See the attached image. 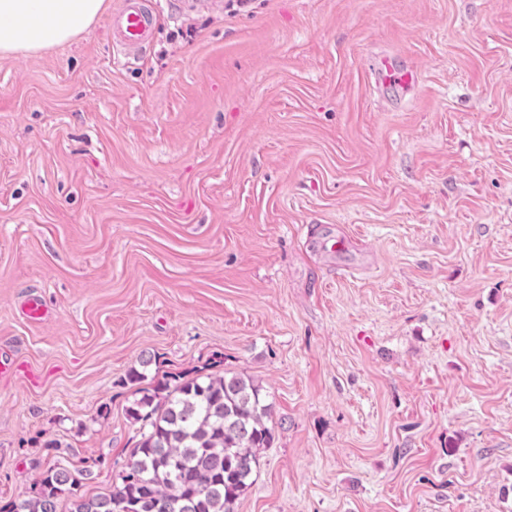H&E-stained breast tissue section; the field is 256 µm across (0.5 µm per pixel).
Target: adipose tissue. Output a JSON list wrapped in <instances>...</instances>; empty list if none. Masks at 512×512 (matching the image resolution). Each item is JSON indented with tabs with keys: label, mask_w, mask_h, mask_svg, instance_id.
Here are the masks:
<instances>
[{
	"label": "adipose tissue",
	"mask_w": 512,
	"mask_h": 512,
	"mask_svg": "<svg viewBox=\"0 0 512 512\" xmlns=\"http://www.w3.org/2000/svg\"><path fill=\"white\" fill-rule=\"evenodd\" d=\"M105 0H0V55L55 48L85 32Z\"/></svg>",
	"instance_id": "obj_1"
}]
</instances>
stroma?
I'll return each mask as SVG.
<instances>
[{"label":"stroma","instance_id":"obj_1","mask_svg":"<svg viewBox=\"0 0 512 512\" xmlns=\"http://www.w3.org/2000/svg\"><path fill=\"white\" fill-rule=\"evenodd\" d=\"M151 2L0 56V507L111 490L145 356L266 391L235 512H512V0ZM156 21L149 0H123L112 15L113 44L121 54L137 57L150 43ZM370 75L376 86H395L409 91L413 76L408 70L398 69L390 58H375L370 65Z\"/></svg>","mask_w":512,"mask_h":512}]
</instances>
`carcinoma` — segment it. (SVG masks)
<instances>
[{
    "label": "carcinoma",
    "mask_w": 512,
    "mask_h": 512,
    "mask_svg": "<svg viewBox=\"0 0 512 512\" xmlns=\"http://www.w3.org/2000/svg\"><path fill=\"white\" fill-rule=\"evenodd\" d=\"M273 405L262 385L239 374L158 382L128 409L142 423L120 482L106 494H83L84 470L55 464L36 495L8 512H234L270 448Z\"/></svg>",
    "instance_id": "carcinoma-1"
}]
</instances>
